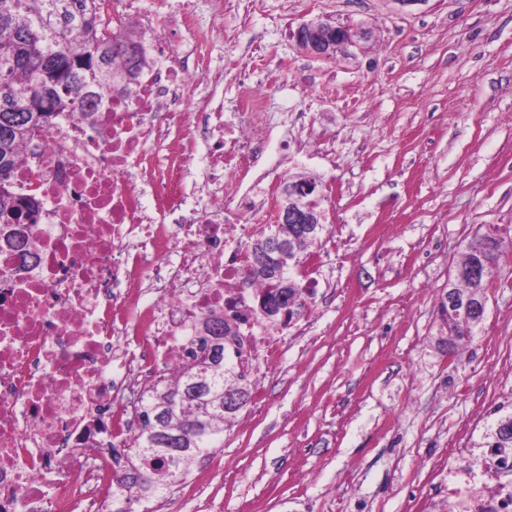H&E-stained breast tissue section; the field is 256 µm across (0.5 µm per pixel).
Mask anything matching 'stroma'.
Segmentation results:
<instances>
[{"mask_svg": "<svg viewBox=\"0 0 512 512\" xmlns=\"http://www.w3.org/2000/svg\"><path fill=\"white\" fill-rule=\"evenodd\" d=\"M311 20L369 35L313 57L291 37ZM211 62L225 119L263 81L277 140L312 142L288 168L335 189L333 232L262 413L242 409L157 512H444L446 448L512 403V243L472 343L446 354L437 317L467 242L512 226V0H238Z\"/></svg>", "mask_w": 512, "mask_h": 512, "instance_id": "obj_1", "label": "stroma"}]
</instances>
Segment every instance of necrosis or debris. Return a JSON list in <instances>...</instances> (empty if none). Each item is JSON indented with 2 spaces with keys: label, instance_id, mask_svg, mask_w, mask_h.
I'll use <instances>...</instances> for the list:
<instances>
[{
  "label": "necrosis or debris",
  "instance_id": "obj_1",
  "mask_svg": "<svg viewBox=\"0 0 512 512\" xmlns=\"http://www.w3.org/2000/svg\"><path fill=\"white\" fill-rule=\"evenodd\" d=\"M167 2L137 78L93 118L57 113L7 182L39 211L36 246L0 226V512H110L112 451L134 440L144 390L179 375L200 318L230 324L246 374L284 351L282 332L250 313L262 284H242L247 244L289 179L265 165L267 88L247 86L229 130L209 95L190 111L223 28ZM98 4L108 31L151 14L142 0ZM198 140L211 146L202 202L185 191ZM244 167L248 192L228 184ZM447 460L448 512H512L511 458L457 444Z\"/></svg>",
  "mask_w": 512,
  "mask_h": 512
}]
</instances>
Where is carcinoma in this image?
<instances>
[{
    "label": "carcinoma",
    "instance_id": "carcinoma-1",
    "mask_svg": "<svg viewBox=\"0 0 512 512\" xmlns=\"http://www.w3.org/2000/svg\"><path fill=\"white\" fill-rule=\"evenodd\" d=\"M97 0H0V219L26 215L36 223L33 204L5 187L9 174L27 157L21 147L38 130L46 129L57 112L92 116L98 102L112 96L115 77L136 79L144 60L142 39L133 31L115 38L101 34ZM126 59L124 69L113 67ZM324 224L304 233L295 224L278 223L247 245L248 278L263 283L260 300L284 298L288 313H299L302 282L293 269L307 260ZM501 236L488 233L469 241L454 266V276L442 290L438 310L443 342L455 348L470 343L481 330L470 312L448 307V290L479 298L488 292L489 278L501 258ZM484 276L466 275L473 263ZM212 329L199 330L197 350L175 384L161 383L142 397L140 431L131 446L112 449L116 481L123 492L112 495V512H133L137 502L166 498L198 459L224 447V431L248 402L246 374L224 359V337L233 336L223 318ZM479 448H512V412L501 416L477 442Z\"/></svg>",
    "mask_w": 512,
    "mask_h": 512
}]
</instances>
